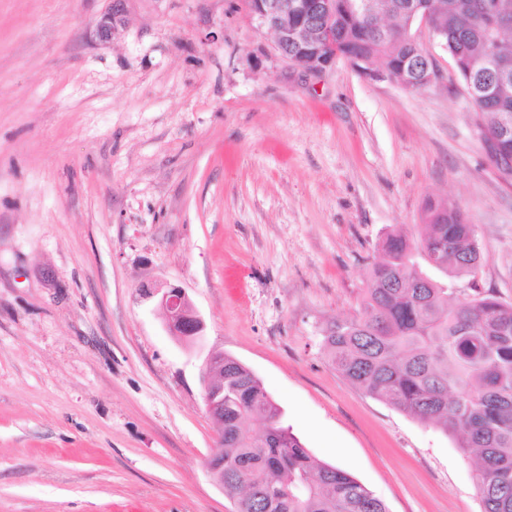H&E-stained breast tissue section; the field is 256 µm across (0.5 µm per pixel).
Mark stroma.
I'll return each mask as SVG.
<instances>
[{
  "instance_id": "stroma-1",
  "label": "stroma",
  "mask_w": 512,
  "mask_h": 512,
  "mask_svg": "<svg viewBox=\"0 0 512 512\" xmlns=\"http://www.w3.org/2000/svg\"><path fill=\"white\" fill-rule=\"evenodd\" d=\"M0 0V512H235L206 459L203 368L251 370L317 459L389 512H481L454 437L347 382L321 347L389 230L476 225L477 280L512 303V187L452 62L411 90L338 60L293 69L244 0ZM183 287L201 342L142 285ZM126 0H107L108 5L98 16L93 37L99 42H107L112 39L118 28L124 23V3Z\"/></svg>"
}]
</instances>
